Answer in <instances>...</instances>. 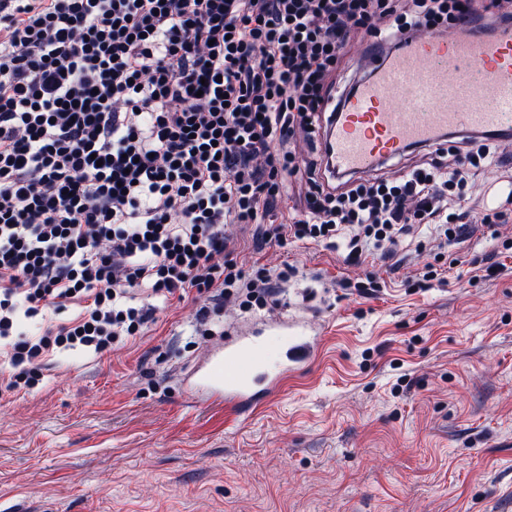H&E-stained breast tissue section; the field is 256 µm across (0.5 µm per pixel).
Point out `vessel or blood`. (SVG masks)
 <instances>
[{
  "label": "vessel or blood",
  "instance_id": "obj_1",
  "mask_svg": "<svg viewBox=\"0 0 512 512\" xmlns=\"http://www.w3.org/2000/svg\"><path fill=\"white\" fill-rule=\"evenodd\" d=\"M393 41L399 50L382 52ZM351 70L356 91L320 142L336 176L372 175L407 146L435 147L443 132L480 134L512 125V24L480 40L459 26L381 31L356 49ZM271 335L281 340L273 359ZM308 336L306 328L279 324L265 335L237 337L188 368L186 393L235 412L257 408L309 363Z\"/></svg>",
  "mask_w": 512,
  "mask_h": 512
}]
</instances>
